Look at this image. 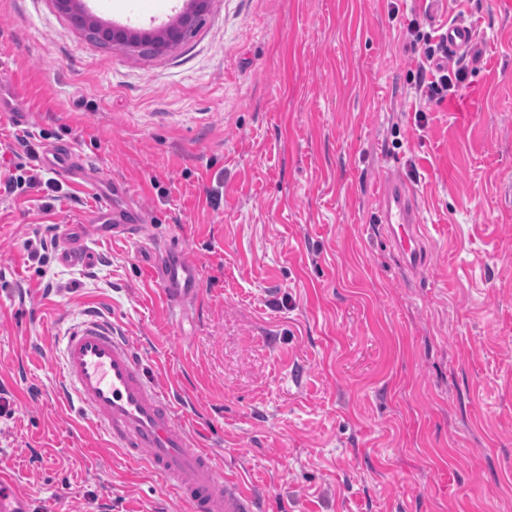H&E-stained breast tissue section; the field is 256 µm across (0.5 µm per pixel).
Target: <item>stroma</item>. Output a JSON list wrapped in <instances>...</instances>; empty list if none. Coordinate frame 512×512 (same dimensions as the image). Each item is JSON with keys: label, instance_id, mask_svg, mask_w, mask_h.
<instances>
[{"label": "stroma", "instance_id": "obj_1", "mask_svg": "<svg viewBox=\"0 0 512 512\" xmlns=\"http://www.w3.org/2000/svg\"><path fill=\"white\" fill-rule=\"evenodd\" d=\"M83 6L148 32L186 2ZM413 14L477 30L445 101L411 88ZM0 82L30 109L0 112V180L23 135L38 177L0 198V469L32 512H186L58 394L60 339L91 306L264 512H512V0H214L148 58L89 41L53 0H0ZM57 143L94 177L48 190ZM390 172L430 239L411 278L371 219ZM98 175L198 269L183 312L140 244L84 223ZM75 224L96 262L30 257Z\"/></svg>", "mask_w": 512, "mask_h": 512}]
</instances>
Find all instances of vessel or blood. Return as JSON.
Returning a JSON list of instances; mask_svg holds the SVG:
<instances>
[{
  "instance_id": "obj_1",
  "label": "vessel or blood",
  "mask_w": 512,
  "mask_h": 512,
  "mask_svg": "<svg viewBox=\"0 0 512 512\" xmlns=\"http://www.w3.org/2000/svg\"><path fill=\"white\" fill-rule=\"evenodd\" d=\"M477 40L475 27L450 23L445 32L448 54L469 58ZM0 112L24 117L28 109L17 91L0 83ZM44 163L69 176L89 172L83 158L71 148L47 149ZM98 205L91 221L101 235L128 240L143 237L141 213L117 200L110 179L96 182ZM374 221L381 224L402 271L411 272L427 259L421 207L410 185L387 177L374 197ZM93 253L76 237L64 238L59 260L86 264ZM148 274L161 288L170 311L183 310L201 288L196 267L182 255L165 253L149 263ZM63 396L70 411L91 415L110 447L133 463L145 464L171 487L188 512H259L256 496L241 479L222 473L212 449L195 448L188 430L176 416L174 400L149 381L139 354L118 339L109 320L90 316L70 329L60 341ZM0 512H32L28 497L16 490L13 475L0 471Z\"/></svg>"
}]
</instances>
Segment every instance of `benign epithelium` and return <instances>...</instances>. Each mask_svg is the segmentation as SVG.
<instances>
[{
    "label": "benign epithelium",
    "instance_id": "1",
    "mask_svg": "<svg viewBox=\"0 0 512 512\" xmlns=\"http://www.w3.org/2000/svg\"><path fill=\"white\" fill-rule=\"evenodd\" d=\"M54 3L60 11L70 15L90 39L101 45L121 47L131 54L161 55L194 36L213 0H189V7L174 21L143 35L102 25L83 10L80 0H54Z\"/></svg>",
    "mask_w": 512,
    "mask_h": 512
}]
</instances>
